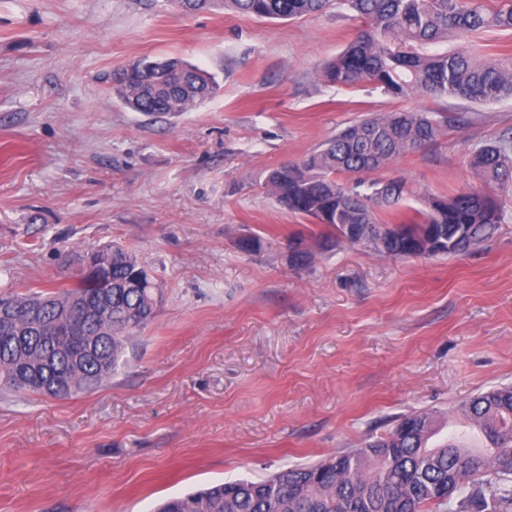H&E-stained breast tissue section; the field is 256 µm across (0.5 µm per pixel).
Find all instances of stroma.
I'll return each mask as SVG.
<instances>
[{"label": "stroma", "instance_id": "1", "mask_svg": "<svg viewBox=\"0 0 512 512\" xmlns=\"http://www.w3.org/2000/svg\"><path fill=\"white\" fill-rule=\"evenodd\" d=\"M346 8L292 21L175 0H0V287L53 291L110 244L162 301L111 381L68 399L0 389V512H153L363 445L411 412L440 424L512 385V216L465 256L401 259L277 204L269 170L361 119L461 113L427 151L373 172L423 195L472 183L475 147L512 132V99L472 104L341 89L322 64ZM175 58L216 94L176 116L126 107L109 74ZM259 235L263 247L241 241ZM302 239L308 267L288 262Z\"/></svg>", "mask_w": 512, "mask_h": 512}]
</instances>
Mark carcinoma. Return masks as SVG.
Here are the masks:
<instances>
[{
  "mask_svg": "<svg viewBox=\"0 0 512 512\" xmlns=\"http://www.w3.org/2000/svg\"><path fill=\"white\" fill-rule=\"evenodd\" d=\"M268 20H293L344 5L361 21L347 48L321 71L341 88L369 83L394 97L410 94L489 103L512 98V59H480L471 39L512 30V0H178L191 10L218 2ZM455 36L451 49L439 46ZM214 77L177 59L138 61L114 79L125 106L168 115L210 98ZM456 121L448 113L393 112L362 119L301 162L272 169L265 187L284 209L326 227L325 244L361 225L365 242L396 257L458 255L491 239L506 222L512 193V135L476 148L470 166L481 185L429 199L407 215L413 196L402 178L367 175L434 144ZM339 174L355 176L351 183ZM160 297L154 277L131 252L112 247V281L82 276L69 288L42 293L0 292V304L40 310L41 325L4 336L0 330V384L19 394L66 399L110 380L128 341L153 319ZM73 298L97 304L82 322L88 352L79 356L53 335ZM461 421L481 435V449L464 436L438 438L429 413L398 419L389 432L362 447L313 464L282 469L261 481L213 485L168 499L155 512H507L512 506V386L473 396Z\"/></svg>",
  "mask_w": 512,
  "mask_h": 512,
  "instance_id": "1",
  "label": "carcinoma"
}]
</instances>
